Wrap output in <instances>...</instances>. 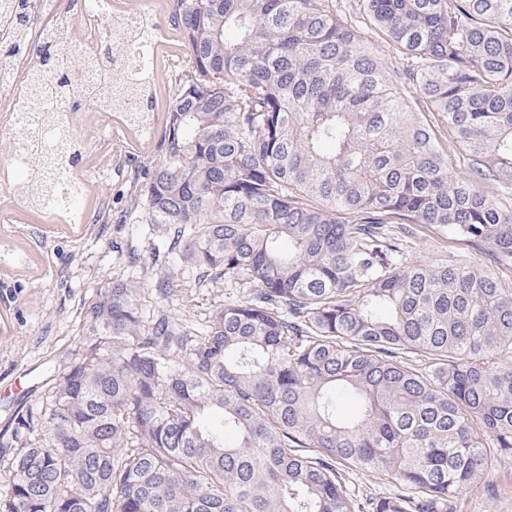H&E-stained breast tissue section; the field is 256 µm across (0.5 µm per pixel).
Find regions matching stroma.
<instances>
[{"label": "stroma", "instance_id": "35a3bbf8", "mask_svg": "<svg viewBox=\"0 0 512 512\" xmlns=\"http://www.w3.org/2000/svg\"><path fill=\"white\" fill-rule=\"evenodd\" d=\"M189 57L175 40L152 55L157 121L151 136L126 127L114 112L90 109L74 117L85 145L78 173L87 184L78 218L23 210L11 190L20 169L0 154V434L15 411L41 398L47 378L65 363L96 288L113 277L139 278L127 261L129 250L147 258L161 247L158 232L126 205L159 158L167 105ZM406 245L425 262L459 256L478 267L491 265L485 247L427 228H418ZM175 271L168 306L176 314L200 319L219 301L237 296L224 285L196 288L188 265ZM493 484L494 501L469 493L463 512H512V458Z\"/></svg>", "mask_w": 512, "mask_h": 512}]
</instances>
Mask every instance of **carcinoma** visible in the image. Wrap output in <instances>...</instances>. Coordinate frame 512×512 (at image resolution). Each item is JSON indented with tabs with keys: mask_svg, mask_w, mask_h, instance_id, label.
<instances>
[{
	"mask_svg": "<svg viewBox=\"0 0 512 512\" xmlns=\"http://www.w3.org/2000/svg\"><path fill=\"white\" fill-rule=\"evenodd\" d=\"M170 2L189 67L130 209L197 286L241 296L187 321L145 314L130 281L96 289L0 444V512H457L512 457V289L464 260L411 262L401 235L512 266V202L491 192H512V0H353L350 23L338 0ZM37 8L0 0V72ZM116 51L53 28L23 72L6 143L27 211L85 195L73 114L144 110L153 82L122 81ZM356 470L393 490L349 493ZM364 36L372 43L374 50L387 64L392 73L393 70L401 69L400 60L397 53L380 36L366 28L361 29ZM404 243L415 260L428 262L460 256L477 267H491V258L484 246L457 236H443L434 230L419 227Z\"/></svg>",
	"mask_w": 512,
	"mask_h": 512,
	"instance_id": "cac0c4a2",
	"label": "carcinoma"
}]
</instances>
